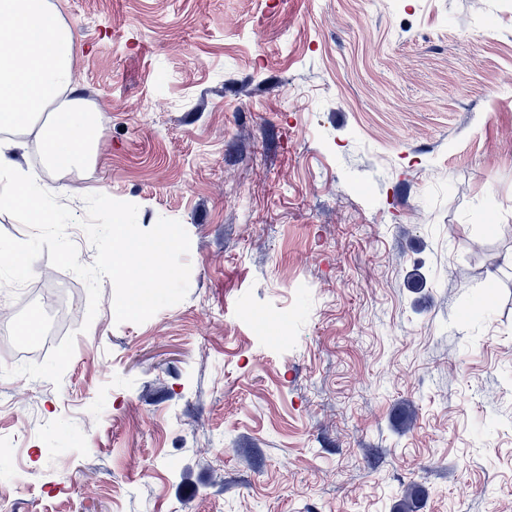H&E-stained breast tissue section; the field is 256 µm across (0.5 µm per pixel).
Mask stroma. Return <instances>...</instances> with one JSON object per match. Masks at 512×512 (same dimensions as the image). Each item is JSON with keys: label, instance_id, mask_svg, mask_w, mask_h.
I'll use <instances>...</instances> for the list:
<instances>
[{"label": "stroma", "instance_id": "stroma-1", "mask_svg": "<svg viewBox=\"0 0 512 512\" xmlns=\"http://www.w3.org/2000/svg\"><path fill=\"white\" fill-rule=\"evenodd\" d=\"M52 2L101 139L38 184L191 275L0 379V512H512V0Z\"/></svg>", "mask_w": 512, "mask_h": 512}]
</instances>
